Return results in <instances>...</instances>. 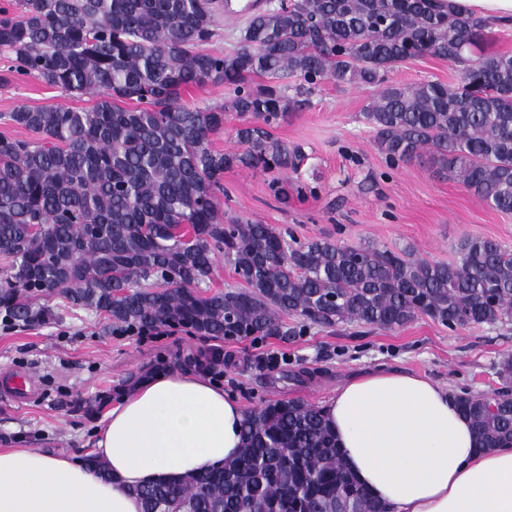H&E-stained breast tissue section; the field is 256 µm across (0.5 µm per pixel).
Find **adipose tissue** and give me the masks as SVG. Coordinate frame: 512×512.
<instances>
[{
	"instance_id": "adipose-tissue-1",
	"label": "adipose tissue",
	"mask_w": 512,
	"mask_h": 512,
	"mask_svg": "<svg viewBox=\"0 0 512 512\" xmlns=\"http://www.w3.org/2000/svg\"><path fill=\"white\" fill-rule=\"evenodd\" d=\"M323 410L348 468L385 512H512V447H482L450 389L377 368L344 380ZM245 415L218 381L154 372L94 432L111 479L74 455L0 448V512H142L131 487L222 465L238 452Z\"/></svg>"
}]
</instances>
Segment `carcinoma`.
Instances as JSON below:
<instances>
[{
    "label": "carcinoma",
    "instance_id": "cac0c4a2",
    "mask_svg": "<svg viewBox=\"0 0 512 512\" xmlns=\"http://www.w3.org/2000/svg\"><path fill=\"white\" fill-rule=\"evenodd\" d=\"M0 7V52L14 77L80 97L89 109L21 108L8 120L38 134L0 136V309L47 320L40 299L121 326L174 325L203 336H281L285 317L324 327L396 329L418 316L455 330L512 319V251L466 239L452 263L374 245L299 242L217 207L224 171L277 170L269 188L288 204L298 146L268 128L296 93L329 80L375 88L364 109L374 143L395 167L427 150L448 177L512 212V53H487L488 25L441 0H19ZM245 24L230 53L202 45L224 13ZM468 72L465 83H396L421 57ZM267 79L264 84L254 78ZM225 85L215 107L182 103L190 87ZM135 102L133 108L118 105ZM241 150L212 148L227 112ZM244 289L200 284L219 257ZM504 387L458 395L483 447H512V357ZM142 512H383L347 468L322 409L271 401L249 413L238 455L220 468L133 489Z\"/></svg>",
    "mask_w": 512,
    "mask_h": 512
}]
</instances>
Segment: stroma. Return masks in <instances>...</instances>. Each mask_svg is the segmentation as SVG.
Segmentation results:
<instances>
[{"label":"stroma","mask_w":512,"mask_h":512,"mask_svg":"<svg viewBox=\"0 0 512 512\" xmlns=\"http://www.w3.org/2000/svg\"><path fill=\"white\" fill-rule=\"evenodd\" d=\"M10 65L0 55V135L27 138L6 119L21 106L89 108L92 96L73 97L36 77L2 82ZM448 61L424 57L391 73L415 85L458 82ZM374 94L365 86L326 81L273 135L301 146L305 159L292 178L303 190L278 203L271 173L235 168L224 174L218 209L245 221L270 224L297 240L325 238L339 244H371L409 250L434 262H452L467 237L488 238L512 249V212L491 208L429 158L390 167L374 145L363 111ZM51 320L0 326V375L33 376L36 391L19 402L0 398V447L24 444L79 453L89 447L98 422L121 392L150 372L190 367L192 358L221 351L224 388L251 410L275 400L320 405L346 378L377 367L424 375L455 392L483 394L500 388L498 367L512 356V322L456 331L420 316L384 330L346 324L307 326L291 336L228 339L176 329L156 341L118 333L104 316L72 306L59 295L44 299ZM275 365H266L267 357Z\"/></svg>","instance_id":"1"}]
</instances>
